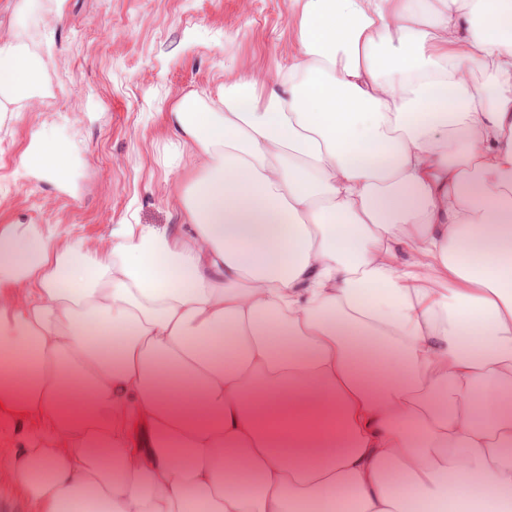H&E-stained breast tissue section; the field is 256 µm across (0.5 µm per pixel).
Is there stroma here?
Here are the masks:
<instances>
[{
  "mask_svg": "<svg viewBox=\"0 0 512 512\" xmlns=\"http://www.w3.org/2000/svg\"><path fill=\"white\" fill-rule=\"evenodd\" d=\"M295 0H0V36L33 55L51 96L0 116V225L42 224L55 246L102 248L118 224H174L188 178L166 114L244 74L275 73L298 47ZM70 142L73 191L23 177L34 132Z\"/></svg>",
  "mask_w": 512,
  "mask_h": 512,
  "instance_id": "obj_1",
  "label": "stroma"
}]
</instances>
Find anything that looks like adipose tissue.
Here are the masks:
<instances>
[{"instance_id": "ef3b65f1", "label": "adipose tissue", "mask_w": 512, "mask_h": 512, "mask_svg": "<svg viewBox=\"0 0 512 512\" xmlns=\"http://www.w3.org/2000/svg\"><path fill=\"white\" fill-rule=\"evenodd\" d=\"M298 2L272 81L168 112L177 223L0 226V466L37 512L512 505V0ZM39 92L1 41L0 113ZM75 158L37 132L20 172Z\"/></svg>"}]
</instances>
